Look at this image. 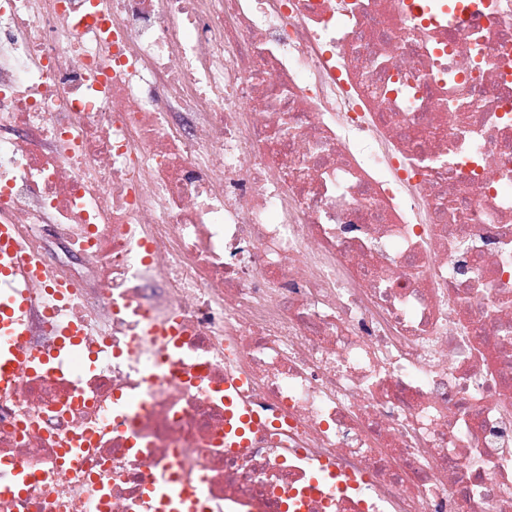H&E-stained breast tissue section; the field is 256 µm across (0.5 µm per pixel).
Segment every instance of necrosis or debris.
I'll return each instance as SVG.
<instances>
[{
  "instance_id": "necrosis-or-debris-1",
  "label": "necrosis or debris",
  "mask_w": 512,
  "mask_h": 512,
  "mask_svg": "<svg viewBox=\"0 0 512 512\" xmlns=\"http://www.w3.org/2000/svg\"><path fill=\"white\" fill-rule=\"evenodd\" d=\"M0 223V512H512V0H0ZM27 303L23 290L16 289L10 295L0 296V339L14 336V325L17 323L18 312H23Z\"/></svg>"
}]
</instances>
